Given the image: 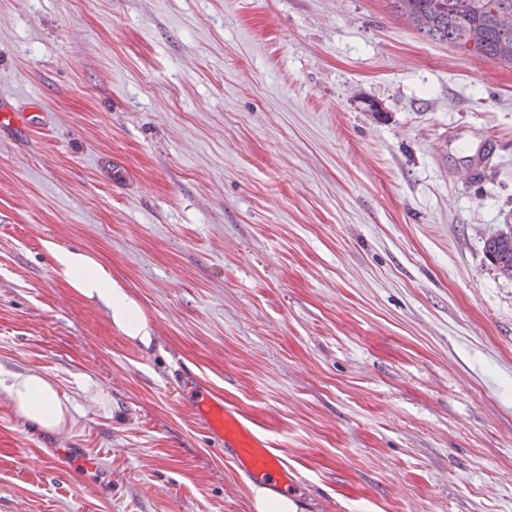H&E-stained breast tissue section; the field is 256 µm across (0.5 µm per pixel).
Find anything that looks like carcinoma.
I'll return each mask as SVG.
<instances>
[{"instance_id":"obj_1","label":"carcinoma","mask_w":512,"mask_h":512,"mask_svg":"<svg viewBox=\"0 0 512 512\" xmlns=\"http://www.w3.org/2000/svg\"><path fill=\"white\" fill-rule=\"evenodd\" d=\"M421 36L512 66V0H387ZM488 262L512 277V224L484 240Z\"/></svg>"}]
</instances>
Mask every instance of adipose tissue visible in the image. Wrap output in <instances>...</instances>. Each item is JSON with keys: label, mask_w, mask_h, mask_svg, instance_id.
Returning a JSON list of instances; mask_svg holds the SVG:
<instances>
[{"label": "adipose tissue", "mask_w": 512, "mask_h": 512, "mask_svg": "<svg viewBox=\"0 0 512 512\" xmlns=\"http://www.w3.org/2000/svg\"><path fill=\"white\" fill-rule=\"evenodd\" d=\"M53 258L60 279L84 297L103 304L112 324L141 349L152 348L154 336L139 304L105 266L81 251L57 249ZM0 387L9 394L16 414L31 427L53 431L65 422L68 407L43 374L34 371L18 374Z\"/></svg>", "instance_id": "ef3b65f1"}]
</instances>
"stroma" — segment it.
<instances>
[{"instance_id": "obj_1", "label": "stroma", "mask_w": 512, "mask_h": 512, "mask_svg": "<svg viewBox=\"0 0 512 512\" xmlns=\"http://www.w3.org/2000/svg\"><path fill=\"white\" fill-rule=\"evenodd\" d=\"M0 96L46 115L0 130V377L70 407L0 389V512H253L209 392L302 512H512L511 68L386 0H0ZM499 224L494 234L484 240V253L488 262L504 277H512V224ZM57 276L86 298L103 304L112 324L141 349L153 347L154 336L139 304L94 257L68 249L52 253ZM1 385L9 394L16 414L31 427L54 431L65 422L68 407L43 374L32 371L13 375L7 382L0 381ZM195 410L205 416L210 432L224 441V456L235 466L264 479L270 486L287 485L283 460L273 452L267 440L255 435L240 420L237 411L224 406V400L203 395Z\"/></svg>"}]
</instances>
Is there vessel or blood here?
I'll return each instance as SVG.
<instances>
[{
    "label": "vessel or blood",
    "instance_id": "1",
    "mask_svg": "<svg viewBox=\"0 0 512 512\" xmlns=\"http://www.w3.org/2000/svg\"><path fill=\"white\" fill-rule=\"evenodd\" d=\"M40 113L17 112L0 97V126L9 125L25 129L39 122ZM207 421L210 432L224 443V455L235 466L248 474L264 479L274 487H285L288 475L283 460L277 456L269 442L255 435L239 418L234 409L223 400L202 396L195 406Z\"/></svg>",
    "mask_w": 512,
    "mask_h": 512
}]
</instances>
